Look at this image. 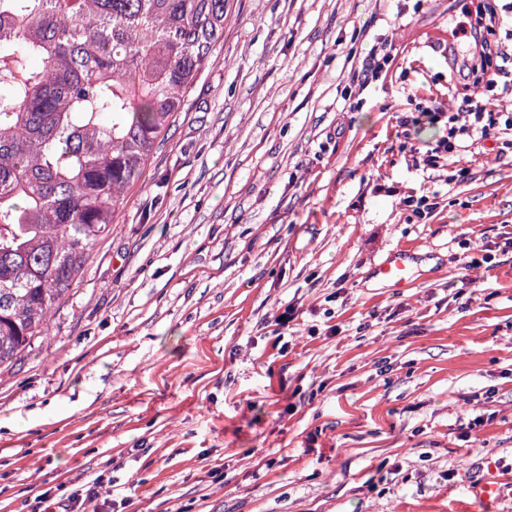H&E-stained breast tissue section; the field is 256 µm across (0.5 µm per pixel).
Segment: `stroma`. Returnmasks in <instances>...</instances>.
I'll return each mask as SVG.
<instances>
[{
	"instance_id": "35a3bbf8",
	"label": "stroma",
	"mask_w": 512,
	"mask_h": 512,
	"mask_svg": "<svg viewBox=\"0 0 512 512\" xmlns=\"http://www.w3.org/2000/svg\"><path fill=\"white\" fill-rule=\"evenodd\" d=\"M226 9L79 285L0 367V512L100 475V512H486L470 481L512 474V153L483 142L460 181L414 165L438 127L398 123L464 88L459 0ZM406 242L412 285L382 287Z\"/></svg>"
}]
</instances>
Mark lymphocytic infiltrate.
Masks as SVG:
<instances>
[{"label":"lymphocytic infiltrate","mask_w":512,"mask_h":512,"mask_svg":"<svg viewBox=\"0 0 512 512\" xmlns=\"http://www.w3.org/2000/svg\"><path fill=\"white\" fill-rule=\"evenodd\" d=\"M512 12V0L496 8L489 0H469L466 22L458 32L472 46L470 58L463 63L475 80L473 93L463 95L457 108L441 111L424 108L423 116L443 129L442 135L426 150L415 153L416 164L437 168L448 158H464L473 145L488 139L499 143L500 152L512 150V30L505 29L504 15Z\"/></svg>","instance_id":"obj_1"}]
</instances>
